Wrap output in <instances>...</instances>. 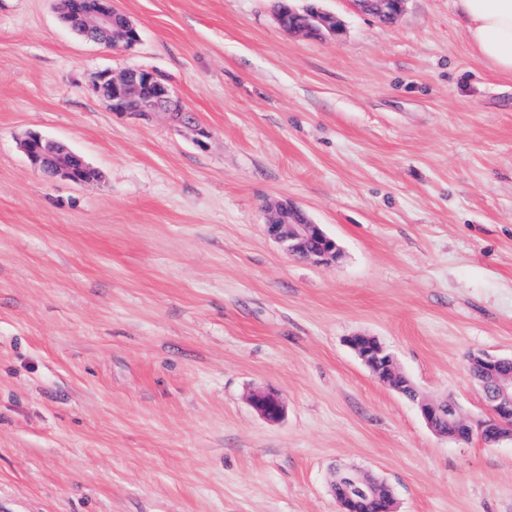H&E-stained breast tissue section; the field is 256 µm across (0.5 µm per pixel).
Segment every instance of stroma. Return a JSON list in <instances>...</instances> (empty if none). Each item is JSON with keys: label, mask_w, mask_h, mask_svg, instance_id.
<instances>
[{"label": "stroma", "mask_w": 512, "mask_h": 512, "mask_svg": "<svg viewBox=\"0 0 512 512\" xmlns=\"http://www.w3.org/2000/svg\"><path fill=\"white\" fill-rule=\"evenodd\" d=\"M294 4L343 37L286 34L274 0H116L141 33L125 52L57 0H0V512H338L346 470L396 512H512V444L448 441L417 405L487 419L469 357L512 356V74L455 0H407L390 25ZM131 66L207 137L110 111L92 80ZM31 132L99 180L32 169ZM285 200L337 262L269 236ZM362 340L365 343H361ZM347 344L379 379L397 387L400 392L411 393L409 381L400 374L394 356L375 336H350ZM249 402L255 412L264 420L277 422L284 415V407L281 399L269 391H254Z\"/></svg>", "instance_id": "1"}]
</instances>
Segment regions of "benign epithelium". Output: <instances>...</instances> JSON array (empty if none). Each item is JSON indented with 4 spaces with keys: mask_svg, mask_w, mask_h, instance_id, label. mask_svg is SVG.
<instances>
[{
    "mask_svg": "<svg viewBox=\"0 0 512 512\" xmlns=\"http://www.w3.org/2000/svg\"><path fill=\"white\" fill-rule=\"evenodd\" d=\"M355 7L384 24L392 23L404 10L406 0H352ZM61 21L85 39L112 49H131L140 42V30L114 6V0H89V8L59 9ZM275 19L288 34L317 36L326 30L334 36L344 33L330 13L309 6L295 8L291 0H279ZM93 91L113 112L149 115L180 111L173 88L158 74L144 68H128L119 73L102 72L92 82ZM29 164L51 176L74 183H86L94 170L68 146L39 133L30 132L20 142ZM267 225L269 236L288 253L317 264L336 262L340 247L321 225L313 224L295 205L277 202L271 206ZM348 346L379 379L404 393L411 392L408 379L401 375L392 353L374 336L354 335ZM470 365L483 373L481 387L490 411L488 419L472 424L461 419L451 404L420 401L419 409L427 426L437 435L458 444L479 437L489 445L512 443V358L474 355ZM255 412L264 420L277 422L284 415L281 399L269 391H255L249 397ZM343 494L336 497L339 512H357L360 499H377L382 488L356 472H343L336 479Z\"/></svg>",
    "mask_w": 512,
    "mask_h": 512,
    "instance_id": "1",
    "label": "benign epithelium"
}]
</instances>
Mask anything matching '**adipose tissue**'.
Instances as JSON below:
<instances>
[{
	"instance_id": "1",
	"label": "adipose tissue",
	"mask_w": 512,
	"mask_h": 512,
	"mask_svg": "<svg viewBox=\"0 0 512 512\" xmlns=\"http://www.w3.org/2000/svg\"><path fill=\"white\" fill-rule=\"evenodd\" d=\"M467 38L498 71L512 74V0H456Z\"/></svg>"
}]
</instances>
